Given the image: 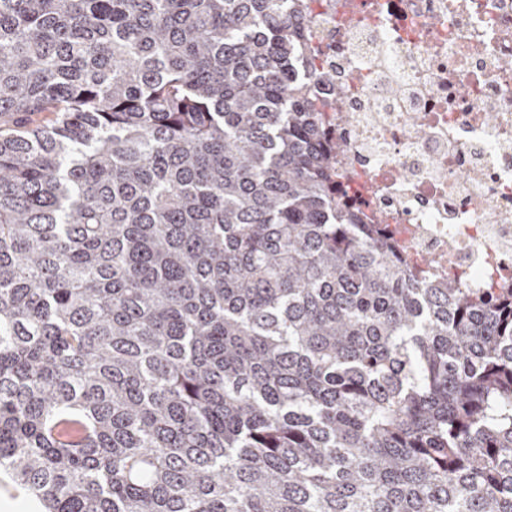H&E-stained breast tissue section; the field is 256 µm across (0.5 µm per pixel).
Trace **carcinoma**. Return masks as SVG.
<instances>
[{"instance_id":"carcinoma-1","label":"carcinoma","mask_w":512,"mask_h":512,"mask_svg":"<svg viewBox=\"0 0 512 512\" xmlns=\"http://www.w3.org/2000/svg\"><path fill=\"white\" fill-rule=\"evenodd\" d=\"M311 3L0 0V469L41 512H512V291L339 206Z\"/></svg>"}]
</instances>
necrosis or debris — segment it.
Wrapping results in <instances>:
<instances>
[{"instance_id":"necrosis-or-debris-1","label":"necrosis or debris","mask_w":512,"mask_h":512,"mask_svg":"<svg viewBox=\"0 0 512 512\" xmlns=\"http://www.w3.org/2000/svg\"><path fill=\"white\" fill-rule=\"evenodd\" d=\"M336 186L418 280L512 288V0H316ZM493 121H485V113Z\"/></svg>"}]
</instances>
